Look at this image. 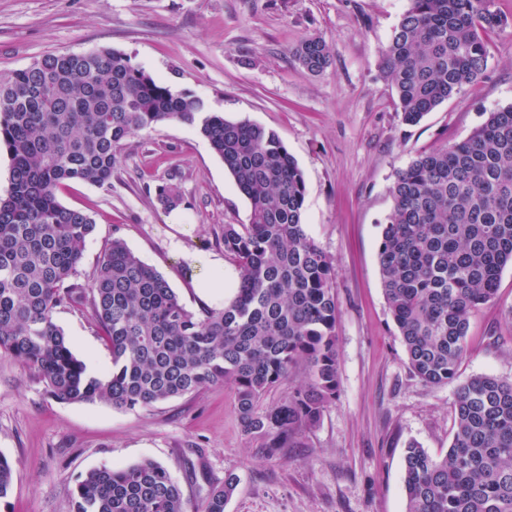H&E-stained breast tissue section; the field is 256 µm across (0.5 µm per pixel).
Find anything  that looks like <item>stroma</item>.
<instances>
[{
  "mask_svg": "<svg viewBox=\"0 0 512 512\" xmlns=\"http://www.w3.org/2000/svg\"><path fill=\"white\" fill-rule=\"evenodd\" d=\"M408 0H0V75L52 51L125 53L132 64L201 99L208 112L274 130L302 169L303 222L334 260L340 394L302 444L263 458L230 388L213 386L147 409L62 404L0 355V454L14 464L0 512H72L76 478L102 465L151 459L200 506L227 473L239 479L225 512H406L403 456L418 442L444 455L456 383L423 385L383 294L377 248L397 170L418 153L466 139L512 103V27L490 38L484 75L417 125L404 124L382 74V51ZM324 38L331 64L312 74L293 49ZM180 205L162 207L160 185ZM63 205L95 224L81 282L121 239L156 268L186 307L204 304L187 253L223 255L224 225L250 203L196 128L163 122L123 141L111 184L67 183ZM180 249H173V240ZM498 305L473 316L460 379H512V267ZM56 324L94 376L112 368L89 306L59 308Z\"/></svg>",
  "mask_w": 512,
  "mask_h": 512,
  "instance_id": "stroma-1",
  "label": "stroma"
}]
</instances>
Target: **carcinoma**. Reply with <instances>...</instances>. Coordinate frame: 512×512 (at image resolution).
I'll return each mask as SVG.
<instances>
[{
    "label": "carcinoma",
    "instance_id": "carcinoma-1",
    "mask_svg": "<svg viewBox=\"0 0 512 512\" xmlns=\"http://www.w3.org/2000/svg\"><path fill=\"white\" fill-rule=\"evenodd\" d=\"M509 26L496 0H409L382 51L402 120L416 124L477 82L489 35ZM323 72L330 49L319 36L293 51ZM192 126L251 205L249 223L224 225V255L238 284L221 307L186 308L165 278L112 240L90 286L78 281L94 229L58 192L76 180L112 181L117 149L159 122ZM10 158L0 196V353L13 358L63 404L102 402L136 411L224 385L242 431L272 459L321 419L340 392L333 259L303 223L304 174L279 136L249 120L205 111L102 48L42 56L0 76V149ZM378 262L388 310L413 374L438 386L457 378L471 317L498 302L512 265V103L488 114L465 140L417 154L396 173ZM166 209L181 198L161 185ZM88 303L112 353L105 378L87 372L54 321L56 309ZM304 383L273 405L270 391ZM455 432L435 458L405 449L407 512H512V380L481 374L456 391ZM14 466L0 454V500ZM236 477L210 489L202 512H224ZM73 512H188L162 464L103 465L78 477Z\"/></svg>",
    "mask_w": 512,
    "mask_h": 512
}]
</instances>
